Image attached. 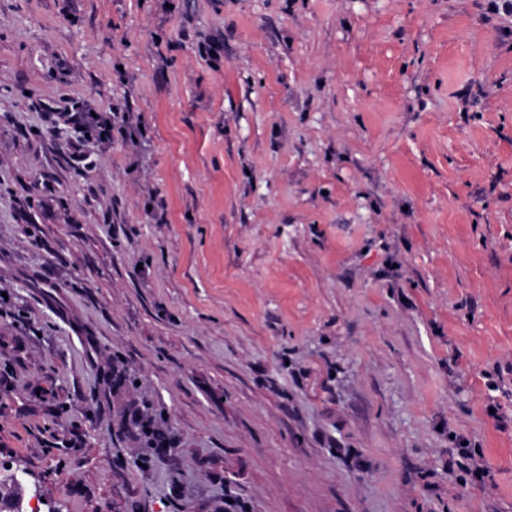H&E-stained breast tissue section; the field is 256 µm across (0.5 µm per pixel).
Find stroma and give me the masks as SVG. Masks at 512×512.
I'll list each match as a JSON object with an SVG mask.
<instances>
[{"instance_id":"35a3bbf8","label":"stroma","mask_w":512,"mask_h":512,"mask_svg":"<svg viewBox=\"0 0 512 512\" xmlns=\"http://www.w3.org/2000/svg\"><path fill=\"white\" fill-rule=\"evenodd\" d=\"M0 461L20 512H512V11L0 0ZM57 116L59 120L64 122H83L85 127L96 131L99 139L112 138V120H105L99 123L94 121L89 112H73L68 109L63 112H57ZM107 124H110V127H107ZM145 428H149V431H145ZM121 430L137 438H142L151 445H154L162 434L159 429L153 428L148 420L136 416L124 421Z\"/></svg>"}]
</instances>
